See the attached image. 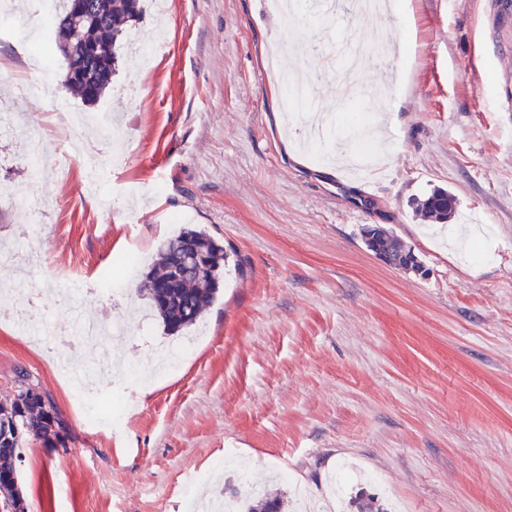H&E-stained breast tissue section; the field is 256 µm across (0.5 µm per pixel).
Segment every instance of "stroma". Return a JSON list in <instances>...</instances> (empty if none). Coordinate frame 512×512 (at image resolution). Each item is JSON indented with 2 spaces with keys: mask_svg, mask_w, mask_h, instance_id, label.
Here are the masks:
<instances>
[{
  "mask_svg": "<svg viewBox=\"0 0 512 512\" xmlns=\"http://www.w3.org/2000/svg\"><path fill=\"white\" fill-rule=\"evenodd\" d=\"M367 23L299 0L285 31L267 0H144L132 29L150 57L119 50L110 90L87 103L63 86L58 54L28 66L0 36V113L21 88V127L47 128L57 101L123 118L126 165L103 211L64 150L34 175L19 134L0 136V182L38 200L40 267L0 265V311L27 280L52 326L78 306L119 334L96 393L131 407L121 430L91 428L38 342L0 322V394L26 370L68 424L66 448L25 449L29 512H208L222 489L281 494L317 512L338 470L336 512H512V19L500 0H403ZM300 56L276 55L283 33ZM393 42L339 100L355 43ZM160 193H152L154 183ZM443 189L472 224L417 216ZM378 224L423 265L385 263L364 243ZM204 229L228 254L199 326L168 331L139 291L160 243ZM138 250L135 270L112 262ZM197 336L174 370L161 343ZM144 371L134 382V367ZM290 472L298 497L277 478Z\"/></svg>",
  "mask_w": 512,
  "mask_h": 512,
  "instance_id": "stroma-1",
  "label": "stroma"
}]
</instances>
